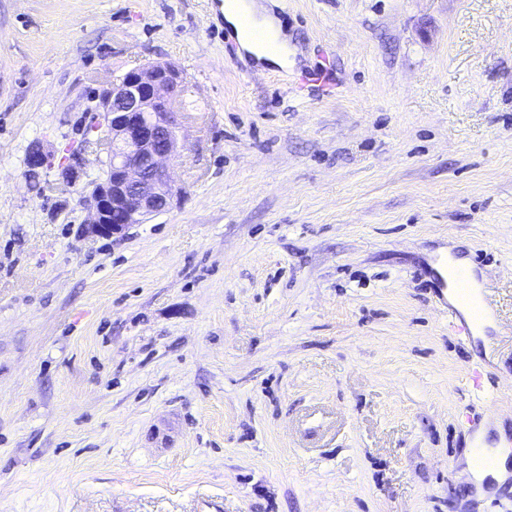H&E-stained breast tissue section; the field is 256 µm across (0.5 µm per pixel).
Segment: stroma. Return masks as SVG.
Masks as SVG:
<instances>
[{
  "instance_id": "stroma-1",
  "label": "stroma",
  "mask_w": 512,
  "mask_h": 512,
  "mask_svg": "<svg viewBox=\"0 0 512 512\" xmlns=\"http://www.w3.org/2000/svg\"><path fill=\"white\" fill-rule=\"evenodd\" d=\"M222 2L0 0V512H512L465 459L512 442V0H263L285 71ZM148 62L188 82L179 194L86 236L27 152L101 176L95 90ZM448 247L484 337L448 329ZM240 1L242 0L224 1V21L230 34L236 37L242 48L257 62L287 69L293 63V52L288 43V35L278 20L263 3L257 0H249L248 3ZM241 15L249 16L253 30L261 35L260 39L255 38L253 31L239 24ZM247 16L242 20L244 25L249 22ZM54 158L44 152L40 146L32 145L26 156V172L29 180H40L41 171L54 168ZM85 148L68 149L66 155L58 161V170L61 178L68 183H76L83 175ZM438 272L442 273V275L446 276L448 279V288H451L448 292L449 300H451L467 318L470 314L473 317V307L480 301L479 288H481V286L476 279L473 267L469 261L467 259L457 258L448 251V261L447 263L440 264ZM461 274L468 275L473 284L469 300L466 301L459 299L455 289L452 288L454 280Z\"/></svg>"
}]
</instances>
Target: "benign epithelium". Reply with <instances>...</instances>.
<instances>
[{"label": "benign epithelium", "instance_id": "7a95c632", "mask_svg": "<svg viewBox=\"0 0 512 512\" xmlns=\"http://www.w3.org/2000/svg\"><path fill=\"white\" fill-rule=\"evenodd\" d=\"M186 90L182 71L171 63L134 67L103 85L102 121L87 135L106 147L107 158L102 176L87 183L93 206L87 235H120L172 206L179 191L164 162L177 151V114ZM83 152L69 149L56 162L33 145L26 156L27 176L35 182L42 171L56 167L64 181L75 183L83 175Z\"/></svg>", "mask_w": 512, "mask_h": 512}]
</instances>
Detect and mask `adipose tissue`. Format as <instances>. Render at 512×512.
I'll return each instance as SVG.
<instances>
[{"mask_svg": "<svg viewBox=\"0 0 512 512\" xmlns=\"http://www.w3.org/2000/svg\"><path fill=\"white\" fill-rule=\"evenodd\" d=\"M224 20L242 48L262 64L288 68L292 51L288 36L278 20L269 13L262 0H224ZM249 16L252 26L244 28L240 16ZM469 470L476 485L500 486L512 476V452L490 448L484 436H477L467 456Z\"/></svg>", "mask_w": 512, "mask_h": 512, "instance_id": "1", "label": "adipose tissue"}]
</instances>
